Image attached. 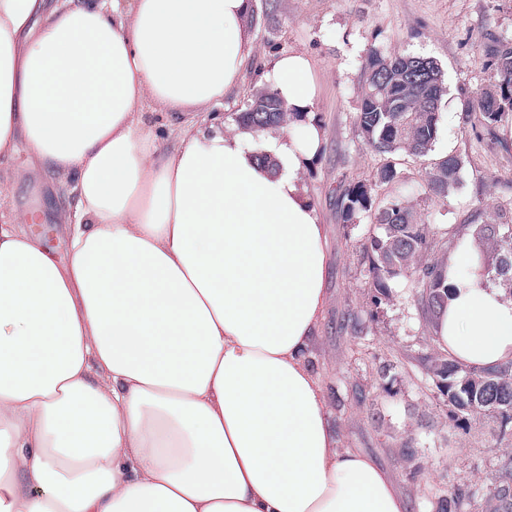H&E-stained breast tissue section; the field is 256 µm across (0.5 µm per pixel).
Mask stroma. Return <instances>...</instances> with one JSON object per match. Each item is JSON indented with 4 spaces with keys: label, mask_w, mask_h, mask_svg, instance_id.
Instances as JSON below:
<instances>
[{
    "label": "stroma",
    "mask_w": 512,
    "mask_h": 512,
    "mask_svg": "<svg viewBox=\"0 0 512 512\" xmlns=\"http://www.w3.org/2000/svg\"><path fill=\"white\" fill-rule=\"evenodd\" d=\"M248 25L253 53L241 89L221 107L225 125H232L256 87L272 85L273 56L297 49L316 63L315 116L326 142L303 181L328 230L329 301L310 364L324 386L340 445L373 456L407 498L409 512H435L448 486L489 485L512 456V439L499 440L491 417L467 430L449 420L418 360L430 353L432 340L415 285L399 280L389 298L372 307L360 247L375 226L365 214L357 223H343L339 197L348 183L371 179L383 162L365 148L354 123L364 86L362 62L375 49L437 60L447 94L435 152L463 161L461 184L447 203L427 197L420 165L402 154L391 158L399 182L379 189V196H408L425 222L443 232L470 222L483 204H512V142L503 138L502 126L466 131L459 124L464 100L490 82L486 45L512 40V0H252ZM12 205L19 211L41 206V240L66 258L52 183L20 188ZM415 465L423 474L413 483L406 473Z\"/></svg>",
    "instance_id": "stroma-1"
}]
</instances>
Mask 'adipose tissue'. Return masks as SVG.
Segmentation results:
<instances>
[{"label": "adipose tissue", "mask_w": 512, "mask_h": 512, "mask_svg": "<svg viewBox=\"0 0 512 512\" xmlns=\"http://www.w3.org/2000/svg\"><path fill=\"white\" fill-rule=\"evenodd\" d=\"M250 9L0 0V159L29 152L0 200L55 180L69 253L27 230L36 210L0 212V512H408L340 447L309 362L328 269L302 182L325 142L313 61L270 62L286 125L213 120ZM473 263L450 254L433 333L491 369L512 360V298Z\"/></svg>", "instance_id": "ef3b65f1"}]
</instances>
